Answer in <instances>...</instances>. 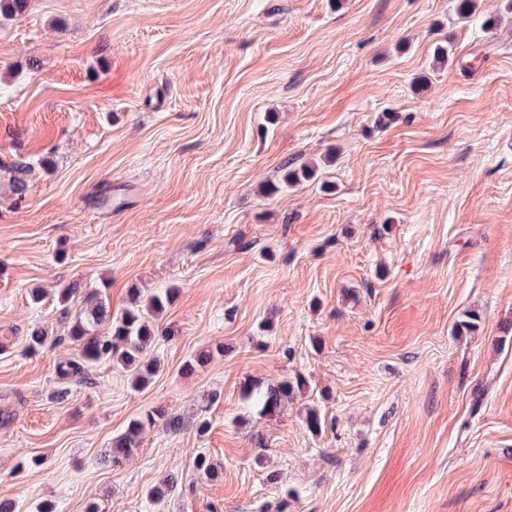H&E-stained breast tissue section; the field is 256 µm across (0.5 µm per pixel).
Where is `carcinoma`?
Listing matches in <instances>:
<instances>
[{
    "label": "carcinoma",
    "instance_id": "1",
    "mask_svg": "<svg viewBox=\"0 0 512 512\" xmlns=\"http://www.w3.org/2000/svg\"><path fill=\"white\" fill-rule=\"evenodd\" d=\"M30 169V164L23 160H16L10 166L13 191L19 199L25 196L27 189V183L21 175ZM78 292L82 293V307L69 330V338L77 347L78 359L60 364L59 374L65 379L74 378L89 365L112 361L120 364L130 374L133 387L140 389L147 386L158 371V364L143 361V356L160 341L171 336V331L158 327V321L172 305L176 289L156 292L135 289L129 296L128 307L116 317L112 316L107 297L98 288H86L81 292L74 286L64 285L55 289V297L64 306ZM222 353V345L201 349L183 363L181 372L193 374L210 364L215 355ZM305 384L304 379L297 377L266 386H250L245 398L254 400L262 413L273 414L285 402L294 398ZM161 423L172 427L177 424V419L168 416L162 407L148 410L131 419L125 430L112 439V464H120L140 446L141 435L145 430ZM193 467L203 478L212 480L218 477L217 467L205 453L195 457ZM179 484V473L174 471L162 484L153 487L149 495L153 499H162L174 493Z\"/></svg>",
    "mask_w": 512,
    "mask_h": 512
}]
</instances>
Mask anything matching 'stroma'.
<instances>
[{"label":"stroma","mask_w":512,"mask_h":512,"mask_svg":"<svg viewBox=\"0 0 512 512\" xmlns=\"http://www.w3.org/2000/svg\"><path fill=\"white\" fill-rule=\"evenodd\" d=\"M457 3L29 0L0 16V499L512 512V0L469 19ZM308 162L314 178L283 185ZM75 281L116 313L130 289L178 288L147 387L112 362L59 377L81 302L50 291ZM468 312L477 330L456 335ZM298 376L279 412L244 397ZM156 407L180 428L112 465L113 437ZM201 452L219 478L196 476ZM174 469L181 491L151 501ZM216 354L224 353L223 345H216L215 348L201 349L195 352L188 360H186L182 367L183 374H194L197 370L206 367L213 360Z\"/></svg>","instance_id":"obj_1"}]
</instances>
